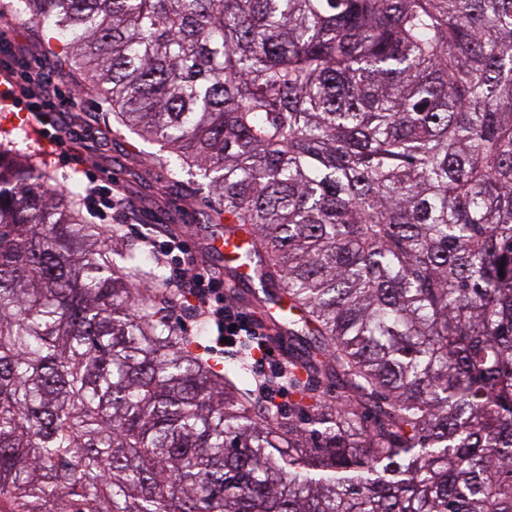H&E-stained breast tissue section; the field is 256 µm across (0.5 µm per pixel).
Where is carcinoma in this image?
Instances as JSON below:
<instances>
[{
  "mask_svg": "<svg viewBox=\"0 0 512 512\" xmlns=\"http://www.w3.org/2000/svg\"><path fill=\"white\" fill-rule=\"evenodd\" d=\"M215 201L288 412L0 129V512H512V0H21Z\"/></svg>",
  "mask_w": 512,
  "mask_h": 512,
  "instance_id": "1",
  "label": "carcinoma"
}]
</instances>
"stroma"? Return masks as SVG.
I'll use <instances>...</instances> for the list:
<instances>
[{
  "mask_svg": "<svg viewBox=\"0 0 512 512\" xmlns=\"http://www.w3.org/2000/svg\"><path fill=\"white\" fill-rule=\"evenodd\" d=\"M50 35L48 26L0 14V81L18 86L11 105L0 103V127L12 130L19 150L47 152L58 188H112L122 200L112 216L113 229L144 258H160L151 242L163 232L188 241L195 265L221 266L211 248L218 226L208 221L207 206L186 198L178 187L188 180L187 170L176 162L165 168L155 166L151 157L157 144L119 129L98 96L79 91L78 75L68 74L40 52L37 39ZM72 90L77 93L76 102L55 113L52 123L41 122L28 110L33 101L46 97L56 102ZM173 320L207 348L215 368L241 367L246 375L278 387L286 360L262 369L246 350L212 351L210 327L196 302L178 303Z\"/></svg>",
  "mask_w": 512,
  "mask_h": 512,
  "instance_id": "1",
  "label": "stroma"
}]
</instances>
